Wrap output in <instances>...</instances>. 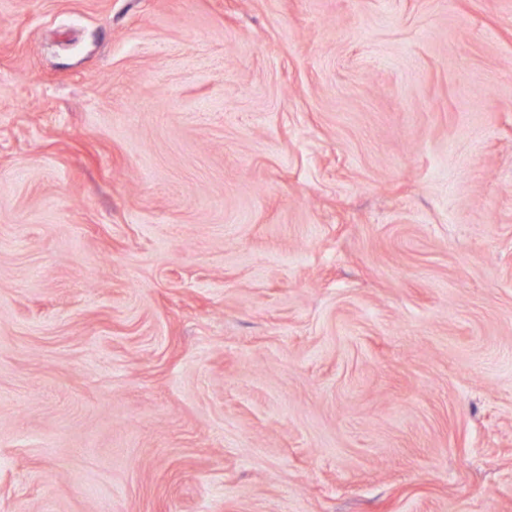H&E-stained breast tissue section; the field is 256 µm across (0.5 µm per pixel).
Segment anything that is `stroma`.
I'll return each instance as SVG.
<instances>
[{
    "instance_id": "1",
    "label": "stroma",
    "mask_w": 512,
    "mask_h": 512,
    "mask_svg": "<svg viewBox=\"0 0 512 512\" xmlns=\"http://www.w3.org/2000/svg\"><path fill=\"white\" fill-rule=\"evenodd\" d=\"M0 512H512V0H0Z\"/></svg>"
}]
</instances>
